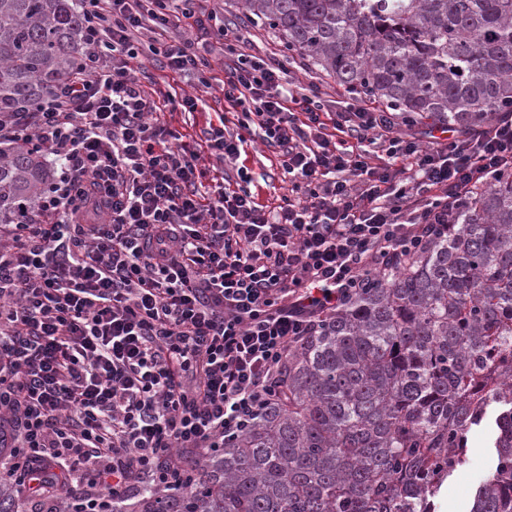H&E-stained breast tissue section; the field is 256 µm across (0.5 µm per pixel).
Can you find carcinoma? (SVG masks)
Wrapping results in <instances>:
<instances>
[{
    "mask_svg": "<svg viewBox=\"0 0 512 512\" xmlns=\"http://www.w3.org/2000/svg\"><path fill=\"white\" fill-rule=\"evenodd\" d=\"M243 3L337 84L417 123L475 131L512 112V0ZM82 33L76 0H0V113L35 111L81 69ZM51 178L35 149H0V224L24 223ZM448 223L288 353L244 432L112 512H435L489 420L492 468L469 512H512V172ZM25 482L0 483V512H28Z\"/></svg>",
    "mask_w": 512,
    "mask_h": 512,
    "instance_id": "cac0c4a2",
    "label": "carcinoma"
}]
</instances>
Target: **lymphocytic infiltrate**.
Segmentation results:
<instances>
[{
  "mask_svg": "<svg viewBox=\"0 0 512 512\" xmlns=\"http://www.w3.org/2000/svg\"><path fill=\"white\" fill-rule=\"evenodd\" d=\"M79 2L81 70L38 111L0 114V145L37 148L53 172L29 223L0 224V480L30 471L41 508L62 490L123 501L223 447L303 336L512 170V117L424 145L383 113L326 110L195 0ZM180 21L195 38L164 41ZM147 32L176 73L208 67L223 37L235 116L203 144L138 85ZM252 133L291 183L271 209L247 171L229 191L200 164L236 163Z\"/></svg>",
  "mask_w": 512,
  "mask_h": 512,
  "instance_id": "f902f5d3",
  "label": "lymphocytic infiltrate"
}]
</instances>
